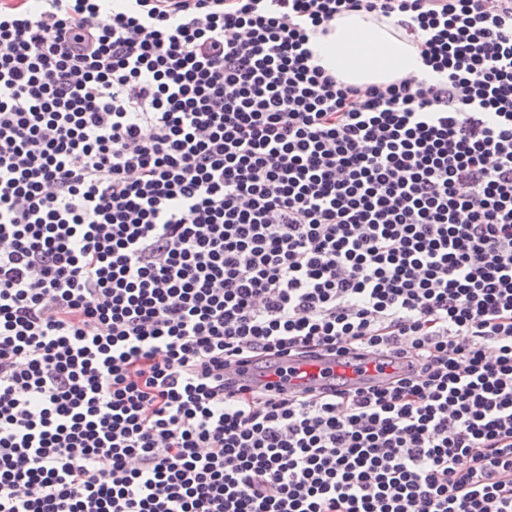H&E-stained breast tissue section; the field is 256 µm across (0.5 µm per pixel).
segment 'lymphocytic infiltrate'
<instances>
[{
    "label": "lymphocytic infiltrate",
    "mask_w": 512,
    "mask_h": 512,
    "mask_svg": "<svg viewBox=\"0 0 512 512\" xmlns=\"http://www.w3.org/2000/svg\"><path fill=\"white\" fill-rule=\"evenodd\" d=\"M0 512H512V0L0 5ZM412 39L370 15L350 12L336 19L334 31L316 40L322 65L347 84L392 82L417 73L421 66ZM283 361L285 364L276 371L272 370L265 380L281 383L287 386L290 392L322 391L330 388L334 384L335 377L341 375L349 378L352 387L384 386L393 374L392 365L386 364L383 359L370 360L353 366L344 363L336 355L324 351L307 358L288 356V359ZM287 368L288 375H281L280 370Z\"/></svg>",
    "instance_id": "f902f5d3"
}]
</instances>
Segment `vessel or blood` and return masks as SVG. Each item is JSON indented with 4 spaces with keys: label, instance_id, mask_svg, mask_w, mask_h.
Listing matches in <instances>:
<instances>
[{
    "label": "vessel or blood",
    "instance_id": "obj_1",
    "mask_svg": "<svg viewBox=\"0 0 512 512\" xmlns=\"http://www.w3.org/2000/svg\"><path fill=\"white\" fill-rule=\"evenodd\" d=\"M285 366V372H270L267 379L287 386L292 392L324 390L331 387L336 377L341 375L349 378L354 387L382 386L389 382L393 374L392 366L382 359L353 366L325 352L307 358L288 357Z\"/></svg>",
    "mask_w": 512,
    "mask_h": 512
}]
</instances>
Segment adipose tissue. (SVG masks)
I'll return each instance as SVG.
<instances>
[{"mask_svg": "<svg viewBox=\"0 0 512 512\" xmlns=\"http://www.w3.org/2000/svg\"><path fill=\"white\" fill-rule=\"evenodd\" d=\"M314 49L323 66L348 84L388 83L420 67L418 51L406 33L365 13L337 18L334 31L317 39Z\"/></svg>", "mask_w": 512, "mask_h": 512, "instance_id": "1", "label": "adipose tissue"}]
</instances>
